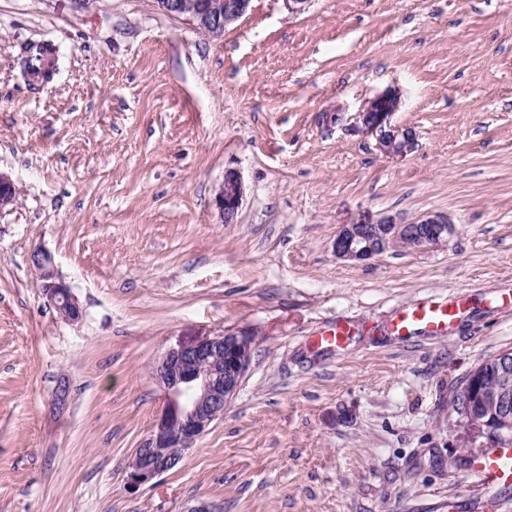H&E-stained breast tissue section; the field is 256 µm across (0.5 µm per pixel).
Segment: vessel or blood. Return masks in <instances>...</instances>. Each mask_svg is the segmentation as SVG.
Returning a JSON list of instances; mask_svg holds the SVG:
<instances>
[{"label": "vessel or blood", "mask_w": 512, "mask_h": 512, "mask_svg": "<svg viewBox=\"0 0 512 512\" xmlns=\"http://www.w3.org/2000/svg\"><path fill=\"white\" fill-rule=\"evenodd\" d=\"M469 307L468 300L455 298L447 301L434 300L426 304H415L399 310L390 324L391 332L399 337H411L417 333L438 336L447 333L459 316ZM353 329L339 322L322 335V346L340 350L353 336ZM474 474L484 490L490 491L499 485L512 482V448H496L477 461Z\"/></svg>", "instance_id": "b4317fda"}]
</instances>
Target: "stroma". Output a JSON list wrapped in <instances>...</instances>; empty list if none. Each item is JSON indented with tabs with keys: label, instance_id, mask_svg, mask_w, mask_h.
<instances>
[{
	"label": "stroma",
	"instance_id": "stroma-1",
	"mask_svg": "<svg viewBox=\"0 0 512 512\" xmlns=\"http://www.w3.org/2000/svg\"><path fill=\"white\" fill-rule=\"evenodd\" d=\"M49 43L58 69L24 75ZM398 89L399 159L326 126ZM244 196L224 223L215 189ZM0 512H512L464 460L449 402L512 350V0H252L219 39L154 0H0ZM444 211L447 245L337 259L340 227ZM48 250L84 309L50 307ZM469 299L447 335L401 307ZM356 330L327 352L313 338ZM254 332L236 399L130 491L167 349ZM67 386L66 405L57 389ZM242 195L243 186L239 175L234 171H227L224 174V181L215 193V204L223 216L224 223L234 222ZM32 266L37 271L44 295L49 305L68 322H78L84 316L83 307L77 298L57 275L52 255L43 249L36 248L30 255Z\"/></svg>",
	"mask_w": 512,
	"mask_h": 512
}]
</instances>
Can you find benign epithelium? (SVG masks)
<instances>
[{
	"instance_id": "benign-epithelium-1",
	"label": "benign epithelium",
	"mask_w": 512,
	"mask_h": 512,
	"mask_svg": "<svg viewBox=\"0 0 512 512\" xmlns=\"http://www.w3.org/2000/svg\"><path fill=\"white\" fill-rule=\"evenodd\" d=\"M160 11L188 18L201 33L218 38L226 27L239 21L251 0H155ZM402 107V96L395 88L386 89L366 100L346 130L372 137L377 148L390 158L407 154L414 134L394 122ZM17 187L10 176L0 172V211L13 205ZM243 195L239 175L224 174L217 187L215 204L224 223L231 224ZM407 227L410 249L425 250L442 244L439 229L455 227L445 213H426L404 224L392 217L377 223L345 224L336 234L333 250L346 261H367L392 249L402 227ZM49 305L68 322L84 316L83 307L57 275L52 255L37 248L30 255ZM252 356V339L246 332L222 331L189 345L170 348L153 367L157 383L164 389L166 402L150 433L133 452L128 464L127 484L136 490L169 471L194 448L209 426L224 416V409L242 387ZM490 370L499 377L512 371V352L492 358ZM470 424L465 432L470 451L486 447L485 440L499 432L498 426L512 425V395L505 388H482L472 377L463 385Z\"/></svg>"
}]
</instances>
